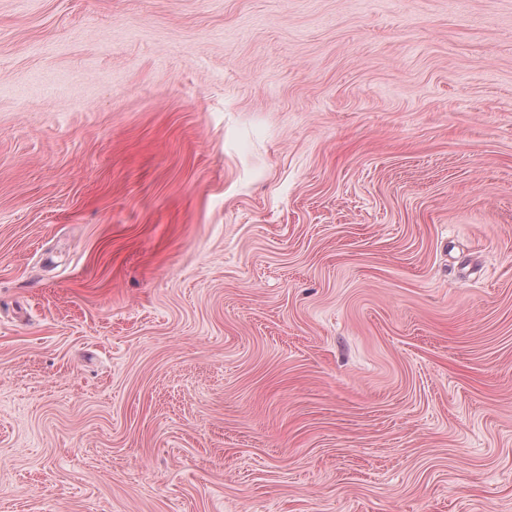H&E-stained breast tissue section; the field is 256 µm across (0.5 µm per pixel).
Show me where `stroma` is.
Masks as SVG:
<instances>
[{"mask_svg": "<svg viewBox=\"0 0 512 512\" xmlns=\"http://www.w3.org/2000/svg\"><path fill=\"white\" fill-rule=\"evenodd\" d=\"M0 512H512V0H0Z\"/></svg>", "mask_w": 512, "mask_h": 512, "instance_id": "obj_1", "label": "stroma"}]
</instances>
